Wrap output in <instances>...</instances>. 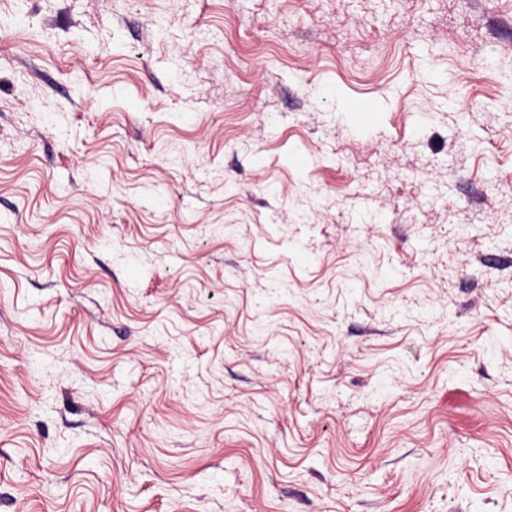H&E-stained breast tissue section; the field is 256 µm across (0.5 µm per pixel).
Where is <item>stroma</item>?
I'll list each match as a JSON object with an SVG mask.
<instances>
[{"label":"stroma","mask_w":512,"mask_h":512,"mask_svg":"<svg viewBox=\"0 0 512 512\" xmlns=\"http://www.w3.org/2000/svg\"><path fill=\"white\" fill-rule=\"evenodd\" d=\"M0 512H512V0H0Z\"/></svg>","instance_id":"35a3bbf8"}]
</instances>
